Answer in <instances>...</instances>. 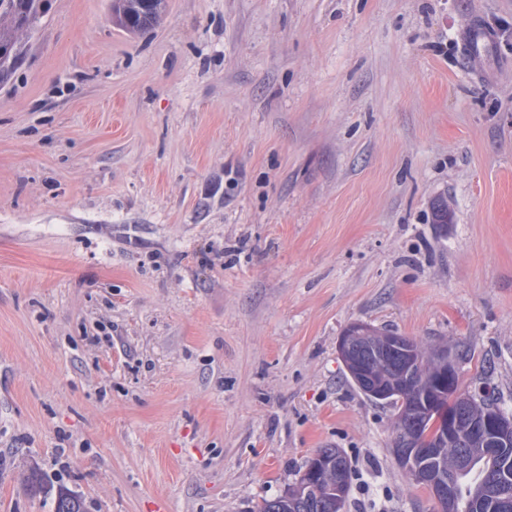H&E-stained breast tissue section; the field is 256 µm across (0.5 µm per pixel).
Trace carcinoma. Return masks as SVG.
I'll use <instances>...</instances> for the list:
<instances>
[{
	"instance_id": "1",
	"label": "carcinoma",
	"mask_w": 512,
	"mask_h": 512,
	"mask_svg": "<svg viewBox=\"0 0 512 512\" xmlns=\"http://www.w3.org/2000/svg\"><path fill=\"white\" fill-rule=\"evenodd\" d=\"M165 0H112V20L132 33L146 31L160 17ZM47 8V0H0V86L16 73L25 56L26 39L35 30ZM435 224H449L448 201L433 203ZM512 460V448H503L488 458L478 448H438L436 462L448 476L456 477L459 490L457 512H512V499L496 498L501 469ZM291 487L262 502L257 512H336V500L323 484L318 491L299 498ZM50 512H87L83 498L66 488L52 496Z\"/></svg>"
}]
</instances>
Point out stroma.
Masks as SVG:
<instances>
[{
  "label": "stroma",
  "instance_id": "1",
  "mask_svg": "<svg viewBox=\"0 0 512 512\" xmlns=\"http://www.w3.org/2000/svg\"><path fill=\"white\" fill-rule=\"evenodd\" d=\"M109 5L50 0L0 89V512H49L33 469L87 512H254L321 448L345 512H439L336 342L457 348L512 413V0ZM165 0H113L112 20L132 33L146 31L160 17Z\"/></svg>",
  "mask_w": 512,
  "mask_h": 512
}]
</instances>
